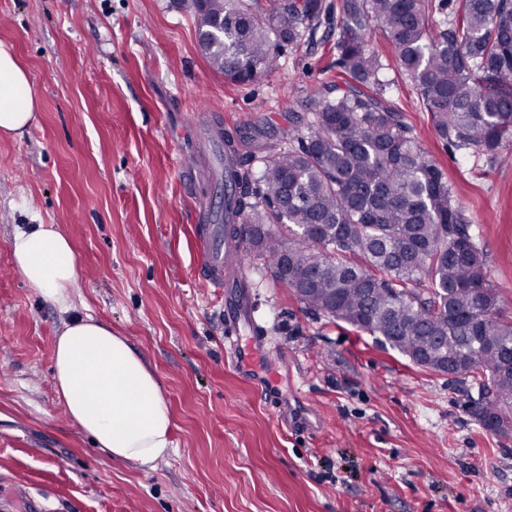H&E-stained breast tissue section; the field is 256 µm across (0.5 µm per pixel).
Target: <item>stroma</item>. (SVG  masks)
<instances>
[{
	"label": "stroma",
	"mask_w": 512,
	"mask_h": 512,
	"mask_svg": "<svg viewBox=\"0 0 512 512\" xmlns=\"http://www.w3.org/2000/svg\"><path fill=\"white\" fill-rule=\"evenodd\" d=\"M0 43L25 65L35 122L0 139V512H512V436L483 431L462 386L308 313L252 254L239 263L268 341L230 362L224 299L196 278L217 227L224 163L296 135L336 84L332 44L285 49L254 82L213 72L186 0H0ZM455 187L487 277L512 314V160L465 157L434 133L408 81L393 99ZM57 224L79 262L74 311L111 326L168 400L175 446L112 460L56 393L64 316L26 284L16 225Z\"/></svg>",
	"instance_id": "stroma-1"
}]
</instances>
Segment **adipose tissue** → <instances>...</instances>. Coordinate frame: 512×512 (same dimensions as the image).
Returning <instances> with one entry per match:
<instances>
[{
    "instance_id": "adipose-tissue-1",
    "label": "adipose tissue",
    "mask_w": 512,
    "mask_h": 512,
    "mask_svg": "<svg viewBox=\"0 0 512 512\" xmlns=\"http://www.w3.org/2000/svg\"><path fill=\"white\" fill-rule=\"evenodd\" d=\"M36 110L26 68L0 43V137H22ZM11 247L28 286L68 316L55 339L53 378L70 418L113 459L145 465L164 457L173 422L156 376L110 326L70 314L79 276L68 235L56 224L19 226Z\"/></svg>"
}]
</instances>
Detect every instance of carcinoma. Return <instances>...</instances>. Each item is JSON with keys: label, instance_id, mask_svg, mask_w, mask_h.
<instances>
[{"label": "carcinoma", "instance_id": "carcinoma-1", "mask_svg": "<svg viewBox=\"0 0 512 512\" xmlns=\"http://www.w3.org/2000/svg\"><path fill=\"white\" fill-rule=\"evenodd\" d=\"M224 20L203 51L224 78L246 84L279 65L284 47L316 44L336 20V95L290 119L307 133L241 164L224 135V235L310 313L366 333L422 368L470 385L466 413L512 434V316L487 279L473 225L402 111L385 97L395 52L436 135L494 159L512 144V0H206ZM244 221L239 228L236 222ZM268 230L254 236L255 226ZM477 394H472V389Z\"/></svg>", "mask_w": 512, "mask_h": 512}]
</instances>
